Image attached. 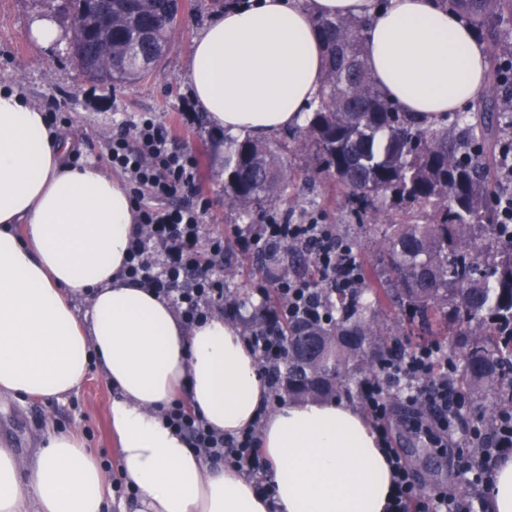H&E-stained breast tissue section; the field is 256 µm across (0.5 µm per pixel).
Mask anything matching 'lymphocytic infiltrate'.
Instances as JSON below:
<instances>
[{
	"label": "lymphocytic infiltrate",
	"instance_id": "1",
	"mask_svg": "<svg viewBox=\"0 0 512 512\" xmlns=\"http://www.w3.org/2000/svg\"><path fill=\"white\" fill-rule=\"evenodd\" d=\"M107 161L124 178L139 226L130 240L123 274L130 282L168 299L186 325L223 312L228 292L222 272L233 247L268 259L283 244L295 243L309 249L319 272L339 287L351 289L360 283L354 245L337 237L334 225L315 219L306 224H247L237 228L234 241L229 242L223 232L204 233L205 203L170 206V199L178 193H198L201 164L195 152L173 146L167 130L152 113H139L131 132L113 136L107 147ZM274 288L284 301L278 317L301 318L316 312L317 287L312 280L294 277L275 282ZM278 317L269 318L246 336L266 379L283 359V345L276 330ZM457 371V362L444 346L427 343L387 364L382 377L360 384V403L394 462L390 512H483L484 487L493 468L501 457L512 454L511 413L499 416L490 428L483 421H475L462 438L469 459L460 475L466 493L459 496L439 489L425 494L419 490L385 426L390 397L398 395L410 405L427 410L430 424L418 422L414 429L429 447H441L453 439L455 422L465 408L463 398L455 391ZM163 417L170 427L187 436L197 456L206 461H224L254 479L265 495H272L259 450L258 426L227 437L180 401L165 409Z\"/></svg>",
	"mask_w": 512,
	"mask_h": 512
}]
</instances>
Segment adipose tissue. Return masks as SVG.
Instances as JSON below:
<instances>
[{
	"label": "adipose tissue",
	"mask_w": 512,
	"mask_h": 512,
	"mask_svg": "<svg viewBox=\"0 0 512 512\" xmlns=\"http://www.w3.org/2000/svg\"><path fill=\"white\" fill-rule=\"evenodd\" d=\"M335 15L368 18L367 67L403 111L431 120L484 95L485 43L436 0H239L193 43L199 111L231 136L302 126L325 71L314 19ZM73 152L44 110L0 85V395L60 399L98 363L114 391L119 467L79 433L47 430L27 461L0 448V512H107L116 478L132 512H388L393 467L372 424L337 400L268 408L237 325L216 314L186 326L166 298L127 281L134 206L103 168L71 164ZM178 400L227 437L261 422L274 501L167 426ZM485 502L512 512V454Z\"/></svg>",
	"instance_id": "ef3b65f1"
}]
</instances>
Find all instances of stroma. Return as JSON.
I'll use <instances>...</instances> for the list:
<instances>
[{
  "mask_svg": "<svg viewBox=\"0 0 512 512\" xmlns=\"http://www.w3.org/2000/svg\"><path fill=\"white\" fill-rule=\"evenodd\" d=\"M224 7V0H182L178 28L163 63L144 81L132 82L108 92L82 77L71 61L67 46V22L56 17L47 0H0V81L15 85L29 101L48 108L52 98L66 97L67 110L59 126L75 143L82 161L102 163V148L121 126L131 124L137 113H154L169 125L181 112L193 113L192 124L180 132L177 147L201 150L204 180L201 192L210 201L205 222L213 230L231 231L240 218L224 202V133L211 126L205 113L195 110L187 73L193 42L211 17ZM39 20L55 23L60 38L45 47L30 37L31 25ZM307 202L292 211L290 223L305 224L310 218L335 225L337 233L350 239L358 258L373 259L381 240L376 224H359L351 218L343 197L334 196L326 181L306 191ZM112 389L100 372H91L77 395L64 401L44 402L27 398L0 400V448L30 457L47 427L60 431L79 430L85 445L102 461L114 465L118 450L108 425ZM404 406H396L393 440L402 459L417 473L425 490L452 485L459 466L454 452H446L438 469H431L425 448L401 427L408 417Z\"/></svg>",
  "mask_w": 512,
  "mask_h": 512,
  "instance_id": "1",
  "label": "stroma"
}]
</instances>
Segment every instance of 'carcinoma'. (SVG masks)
Listing matches in <instances>:
<instances>
[{
    "mask_svg": "<svg viewBox=\"0 0 512 512\" xmlns=\"http://www.w3.org/2000/svg\"><path fill=\"white\" fill-rule=\"evenodd\" d=\"M52 0L79 42L69 48L80 71L109 89L150 76L167 52L179 0ZM479 36L502 43L512 35L499 21L512 0H444ZM122 54L112 68L95 55L105 24ZM326 52L318 101L306 123L278 140L224 138V197L242 217L259 209L288 217L303 203L288 164V141L311 162L304 181L333 178L360 222L386 218L376 263L359 264L351 291L324 279L310 252L290 245L282 263L261 262L265 276L305 274L323 300L316 318H284L279 336L288 353L274 367L283 393L294 401L359 396L363 379L411 349L389 338L379 308L407 316L415 343L456 338L462 357L455 391L493 399L489 416L512 413V226L501 223L499 201L512 198V173L499 169L512 150L502 133L512 109V63L496 60L488 73L484 111L449 112L417 121L389 102L365 63L359 17L318 16Z\"/></svg>",
    "mask_w": 512,
    "mask_h": 512,
    "instance_id": "cac0c4a2",
    "label": "carcinoma"
}]
</instances>
